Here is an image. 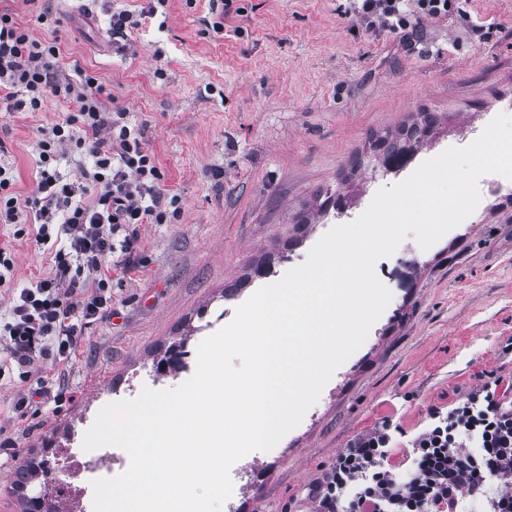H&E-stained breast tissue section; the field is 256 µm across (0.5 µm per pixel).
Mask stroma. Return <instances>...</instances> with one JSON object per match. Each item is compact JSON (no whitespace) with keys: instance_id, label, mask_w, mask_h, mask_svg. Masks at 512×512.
Wrapping results in <instances>:
<instances>
[{"instance_id":"1","label":"stroma","mask_w":512,"mask_h":512,"mask_svg":"<svg viewBox=\"0 0 512 512\" xmlns=\"http://www.w3.org/2000/svg\"><path fill=\"white\" fill-rule=\"evenodd\" d=\"M144 4L54 0L55 32L107 86L108 106L143 128L177 215L139 225L137 267L113 273L112 317L90 323L75 360L56 368V403L17 420L23 376L15 367L0 375V429L20 444L15 456L0 448V512H21L14 482L34 454L44 453L65 489L103 406L181 385L155 369L169 346L185 342L196 357L257 290L396 184L374 172L370 137L430 113L418 165L512 115V0H451L447 15L408 16L407 38L369 24L362 0H232L220 33L210 0H166L150 22L113 39L112 11ZM70 110L52 97L32 117L0 112L18 190L35 176L37 128ZM38 229L0 224L13 260L0 267L1 322L8 298L52 268ZM375 272L390 303L300 424L231 466L221 512H308L310 484L382 417L410 436L429 408H448L491 377L512 384V178L431 248L406 238Z\"/></svg>"}]
</instances>
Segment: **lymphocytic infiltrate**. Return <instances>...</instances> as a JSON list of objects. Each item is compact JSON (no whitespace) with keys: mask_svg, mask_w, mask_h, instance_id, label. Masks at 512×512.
<instances>
[{"mask_svg":"<svg viewBox=\"0 0 512 512\" xmlns=\"http://www.w3.org/2000/svg\"><path fill=\"white\" fill-rule=\"evenodd\" d=\"M409 1L424 16L448 12L449 0H362V12L401 29ZM63 55L58 37L35 36L12 10L0 9V105L32 114L54 96L73 106L61 122L39 128L27 194L17 192L11 165L0 160V223L30 215L39 223L37 244L47 245L52 224L67 237L51 273L14 298L5 326L9 361L32 378L14 402L20 419L51 395L42 359L71 362L85 325L111 315L112 272L132 271L138 225L171 219L164 174L141 130L131 128L125 110L106 108L99 78ZM67 152L93 159L75 184L61 182L57 171ZM120 228L126 234L117 245ZM118 246L125 257L111 261ZM399 432L386 417L357 434L314 486L312 512H512L511 385L487 381L449 410L430 408L407 445L399 444Z\"/></svg>","mask_w":512,"mask_h":512,"instance_id":"1","label":"lymphocytic infiltrate"}]
</instances>
